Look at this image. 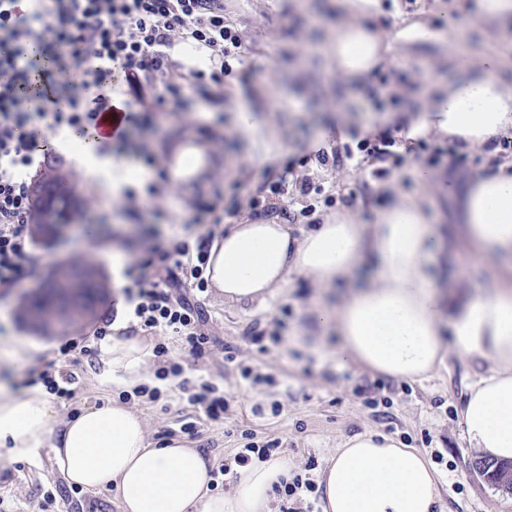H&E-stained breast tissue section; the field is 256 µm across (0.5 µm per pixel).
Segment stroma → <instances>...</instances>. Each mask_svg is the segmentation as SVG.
<instances>
[{
  "mask_svg": "<svg viewBox=\"0 0 512 512\" xmlns=\"http://www.w3.org/2000/svg\"><path fill=\"white\" fill-rule=\"evenodd\" d=\"M450 14L467 30L464 48L473 60L482 57L479 48L480 24L469 17L465 0H379L382 21L397 26L408 14L419 9ZM224 18L240 34L243 53L233 61L234 74L223 85L203 81L205 113L168 112L153 124L130 123L128 147L119 159L136 169L128 180L131 189L145 194L147 181L139 176L141 151H149L160 162H167L178 142L204 144L209 153V169L189 183L163 185L159 206L172 213L173 221L161 223L147 212L133 210L128 202H109L103 183L76 171L71 160L61 162L68 180L81 182L79 211L70 229L53 246L41 247L36 266L24 275L19 288H0V316L9 315V325L0 324V336L12 334L26 340L28 347L11 368L18 384H25L30 372L56 367L77 377L71 399H55L59 419L92 404L114 401L122 393L117 386L99 382L102 372L98 358L72 354L58 357L59 340L87 336L104 320L118 316L110 291L115 283L112 270V225L135 224L142 228L141 241L126 243L129 259H136L156 243L191 238L199 228L193 218L200 204L222 197L225 209L238 219H266L278 224L308 227L322 212L360 209L364 223H372L375 212L386 199L373 194V185L393 180L409 193L419 187L412 172L416 166L432 165L434 170L454 169L475 177L486 172L483 156L457 153L446 139L418 141L412 152L402 151L399 121L382 120L376 127L388 131L382 154L366 158L365 166H355L363 156L368 130L363 122L374 111L373 92L398 81L420 91L435 80L453 77V69L439 73L421 70L423 61L440 55L444 48L427 44L399 59L397 69L376 75L368 88L346 93L347 108L357 118L337 127L330 103L309 98L304 84L292 83L288 74L295 68L308 69L328 95H335L342 84L322 69L318 55L305 54L303 38L319 24L335 27L336 12L329 0H224ZM276 110L278 122L258 129L251 137L238 130L242 112ZM331 157L321 165L318 156ZM265 157L264 165H243L244 155ZM364 157V156H363ZM307 177L320 184L322 194L297 198L294 182ZM284 180V192L270 198L269 186ZM104 223L103 232L85 234L91 222ZM95 259L107 286L96 316L51 332L31 330L20 318L21 306L30 290L45 282L48 272L61 262ZM316 289L304 277H293L288 288L267 304H228L207 289L200 297L206 315V331L211 343L203 357H195L179 337L169 333L151 336V343H165L168 358L182 367L180 375L157 380L156 359H149L143 373L149 384L157 385L160 396L149 402L130 397L127 405L143 411L149 439L156 444L172 436L185 437L208 459L217 475L216 491L231 493L235 472L219 474L224 459L244 447L247 440L263 444L278 441L279 456L285 457L292 475L316 478L317 469L335 451L342 439L372 431L383 433L420 450L442 478L438 512H512V490L490 482L478 472L479 457L463 438L458 425L467 387L482 374L486 365L449 350L436 376L428 382L399 383L375 377L358 369L337 364L336 337L326 339L325 360L298 349L293 340L310 321ZM278 331V341L259 349L249 340L252 329ZM260 374L254 384L241 376L243 368ZM210 383L234 396L236 412L224 420H196L182 385ZM386 400L382 417H374L365 405L367 398ZM196 421L193 434H186L185 423ZM0 512H122L111 487L87 492L70 486L57 471L49 451H42L37 463L16 461L0 451Z\"/></svg>",
  "mask_w": 512,
  "mask_h": 512,
  "instance_id": "stroma-1",
  "label": "stroma"
}]
</instances>
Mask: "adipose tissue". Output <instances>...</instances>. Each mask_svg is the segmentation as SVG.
I'll return each mask as SVG.
<instances>
[{"mask_svg":"<svg viewBox=\"0 0 512 512\" xmlns=\"http://www.w3.org/2000/svg\"><path fill=\"white\" fill-rule=\"evenodd\" d=\"M375 0H335L336 28L309 34L324 68L346 89L367 86L399 49L437 37L456 78L433 83L421 95L396 85L395 94L416 99L405 137L455 139L465 153L487 151L485 175H445L419 167L418 195L389 182L373 223L359 211L324 215L297 233L288 224L242 221L214 240L206 276L226 302L263 303L292 277L311 278L319 301L311 317L310 350L336 335L340 365L398 382H420L444 363L449 349L486 362L468 388L460 424L470 447L483 457L512 461V159L488 150L512 135V0H474L484 47L480 66L457 49L455 17L416 18L397 31L376 20ZM85 175L105 180L113 198L126 182L121 163L100 154L96 132L67 133ZM446 196L456 211L446 223L437 207ZM486 275L476 293L464 290L457 270L458 241ZM371 272H363V258ZM100 347L103 381L132 389L152 349L123 323ZM18 461H34L49 449L59 472L86 491L113 486L123 512H270L274 488L288 476V461L274 456L239 472L230 496L209 490V466L198 449L178 437L165 446L149 442L140 413L120 403L89 405L61 420L48 393L13 390L0 378V449ZM440 476L426 457L401 441L374 433L348 438L320 477L323 512H434Z\"/></svg>","mask_w":512,"mask_h":512,"instance_id":"1","label":"adipose tissue"}]
</instances>
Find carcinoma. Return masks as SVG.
Returning <instances> with one entry per match:
<instances>
[{
  "mask_svg": "<svg viewBox=\"0 0 512 512\" xmlns=\"http://www.w3.org/2000/svg\"><path fill=\"white\" fill-rule=\"evenodd\" d=\"M52 211L64 223H70L77 210L72 196L59 192L51 201ZM105 288L102 273L92 260L62 264L54 269L45 291L25 300L24 322L35 315H53L61 324L74 323L91 316Z\"/></svg>",
  "mask_w": 512,
  "mask_h": 512,
  "instance_id": "1",
  "label": "carcinoma"
}]
</instances>
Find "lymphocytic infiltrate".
<instances>
[{
    "mask_svg": "<svg viewBox=\"0 0 512 512\" xmlns=\"http://www.w3.org/2000/svg\"><path fill=\"white\" fill-rule=\"evenodd\" d=\"M178 44L191 45L206 69L176 71ZM39 54H31V46ZM239 34L224 19V0H0V288L16 287L36 260L27 233L30 186L57 152L50 140L67 126H93L123 82L129 107L152 123L169 101L186 105L204 78L223 82L229 58L240 56ZM37 93L27 88L35 73ZM216 208H200L205 232L169 249L154 248L123 271L132 330L172 331L195 356L211 341L204 312L188 290L205 292L204 278Z\"/></svg>",
    "mask_w": 512,
    "mask_h": 512,
    "instance_id": "f902f5d3",
    "label": "lymphocytic infiltrate"
}]
</instances>
